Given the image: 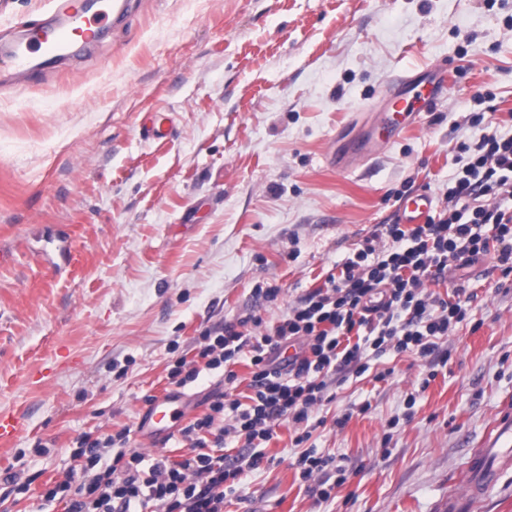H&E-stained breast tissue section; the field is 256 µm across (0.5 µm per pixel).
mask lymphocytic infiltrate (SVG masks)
Here are the masks:
<instances>
[{
    "label": "lymphocytic infiltrate",
    "instance_id": "lymphocytic-infiltrate-1",
    "mask_svg": "<svg viewBox=\"0 0 512 512\" xmlns=\"http://www.w3.org/2000/svg\"><path fill=\"white\" fill-rule=\"evenodd\" d=\"M466 162L448 182V203L425 223L411 227L393 217L377 225L341 265L339 275L309 292L267 333L255 336L225 325L204 331L194 360L171 368L172 384L195 381L202 370L234 364L249 351V403L231 394L215 397L208 413L180 430L191 454L173 462L128 452L130 430L83 436L79 474L47 490V501L65 512H223L227 481L256 469L282 420L308 422L339 375L362 376L370 360L390 351L448 362L442 348L472 300L465 290L445 299L433 290L447 282L451 263L468 264L501 244L500 261L512 259V137L486 134L461 143ZM230 416V427L217 425ZM250 448L228 460L227 440Z\"/></svg>",
    "mask_w": 512,
    "mask_h": 512
}]
</instances>
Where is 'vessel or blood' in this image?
<instances>
[{"instance_id":"1","label":"vessel or blood","mask_w":512,"mask_h":512,"mask_svg":"<svg viewBox=\"0 0 512 512\" xmlns=\"http://www.w3.org/2000/svg\"><path fill=\"white\" fill-rule=\"evenodd\" d=\"M127 0H58L53 13L39 28L23 27L19 39L0 50V67L22 76L36 69L40 60L74 54L95 41L100 31L121 21ZM448 88L447 80L437 73H408L388 85L382 95L384 110L378 113L366 141L346 153L332 152L330 161L340 171L352 170L367 161L379 148L387 146L403 130L407 115L415 113L419 104L433 105L441 101ZM429 194L416 192L405 198L401 212L405 223H419L431 210ZM184 414L182 399L171 394L153 401L146 411L147 437L160 440L169 435ZM512 468V456L496 448H484L473 454L466 470L469 480L461 493L448 497L446 512H470L473 500L485 497Z\"/></svg>"}]
</instances>
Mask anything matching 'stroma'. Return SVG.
<instances>
[{"mask_svg":"<svg viewBox=\"0 0 512 512\" xmlns=\"http://www.w3.org/2000/svg\"><path fill=\"white\" fill-rule=\"evenodd\" d=\"M52 4L0 0V42ZM129 12L68 61L0 79V412L25 420L0 443V512H64L44 493L85 434L127 428L131 450L188 454L178 431L160 448L141 435L149 400L180 393L188 422L245 392L250 372L244 353L237 381L220 368L170 384L202 332L281 319L404 198L422 190L441 210L460 142L512 136V0H130ZM437 63L450 76L436 111L352 171L328 163L373 124L388 78ZM152 112L170 118L168 138L141 136ZM503 269L492 253L449 271L476 298L443 340L446 366L387 354L314 407L329 499L295 470L283 423L224 512H443L512 415ZM260 285L278 298H257Z\"/></svg>","mask_w":512,"mask_h":512,"instance_id":"35a3bbf8","label":"stroma"}]
</instances>
